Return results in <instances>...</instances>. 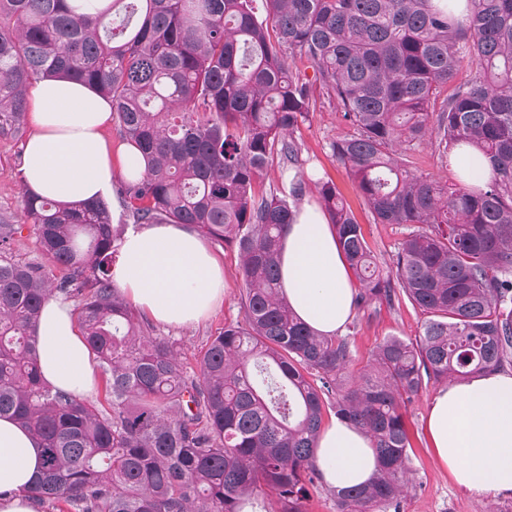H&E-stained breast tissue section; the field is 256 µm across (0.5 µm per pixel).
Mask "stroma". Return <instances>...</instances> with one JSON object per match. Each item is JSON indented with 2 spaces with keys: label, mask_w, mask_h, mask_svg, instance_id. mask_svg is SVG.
<instances>
[{
  "label": "stroma",
  "mask_w": 512,
  "mask_h": 512,
  "mask_svg": "<svg viewBox=\"0 0 512 512\" xmlns=\"http://www.w3.org/2000/svg\"><path fill=\"white\" fill-rule=\"evenodd\" d=\"M347 127L340 112L328 98H321L315 112L299 124L295 138L301 157L310 174L306 202L319 203L320 182L336 184L361 225L365 239L380 266L391 265L401 233L396 226L374 223L364 206L355 183L346 175L331 155L329 144L345 134ZM23 148L11 140H0V215L21 217L23 182L21 174ZM208 248L224 268V300L200 322L171 329L179 339L187 357H194L218 329L242 318L240 284L237 279V259L234 251L222 243L208 240ZM357 328L350 336L353 368L367 363L384 339L396 336L415 340L424 320L419 310L403 304L394 308L356 312ZM437 392L428 387L406 406V417L412 432V486L399 507V512H512L511 493L479 495L457 486L437 457L427 429L428 406Z\"/></svg>",
  "instance_id": "35a3bbf8"
}]
</instances>
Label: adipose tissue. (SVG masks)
Masks as SVG:
<instances>
[{"label":"adipose tissue","instance_id":"1","mask_svg":"<svg viewBox=\"0 0 512 512\" xmlns=\"http://www.w3.org/2000/svg\"><path fill=\"white\" fill-rule=\"evenodd\" d=\"M34 132L23 154V183L47 199L84 202L112 181V164L124 176L143 173L132 147L113 158L101 130L112 118L109 101L94 89L63 79L40 81L33 91ZM280 284L293 314L326 336L343 332L354 316L355 286L324 211L305 205L282 240ZM116 285L154 321L198 322L224 298V270L201 236L183 224H157L125 234ZM43 378L78 398L95 390L91 354L70 302L50 298L37 326ZM432 446L454 481L469 491L512 492V371H494L448 382L426 416ZM315 464L324 484H363L376 470L369 437L338 419L315 442ZM41 469V443L16 422L0 418V512H35L26 490Z\"/></svg>","mask_w":512,"mask_h":512}]
</instances>
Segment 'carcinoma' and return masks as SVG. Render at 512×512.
<instances>
[{"label": "carcinoma", "mask_w": 512, "mask_h": 512, "mask_svg": "<svg viewBox=\"0 0 512 512\" xmlns=\"http://www.w3.org/2000/svg\"><path fill=\"white\" fill-rule=\"evenodd\" d=\"M0 0V138L25 134L33 81L66 79L112 105L142 177L118 200L136 224H186L234 249L243 320L184 361L178 340L113 280L123 230L103 199L23 193L41 259L10 245L0 216V417L41 441L26 494L54 512H309L315 439L330 414L370 438L377 469L333 493L336 512H377L408 491L406 402L431 384L512 366V0ZM313 67L308 78L288 59ZM472 77L432 108L461 69ZM320 85L349 127L329 144L376 224L402 238L380 269L332 182L319 195L359 281L357 309L409 302L415 341L385 339L361 372L349 336L315 333L279 288L278 255L306 195L293 132ZM434 147L485 158L484 183L416 173ZM288 185L259 190L273 164ZM76 308L105 382L91 403L46 382L37 323L49 298Z\"/></svg>", "instance_id": "1"}]
</instances>
